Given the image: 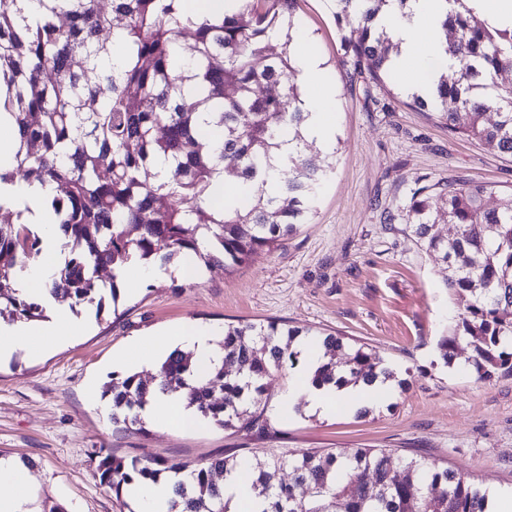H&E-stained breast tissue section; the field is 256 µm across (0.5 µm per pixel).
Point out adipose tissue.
<instances>
[{"label":"adipose tissue","mask_w":512,"mask_h":512,"mask_svg":"<svg viewBox=\"0 0 512 512\" xmlns=\"http://www.w3.org/2000/svg\"><path fill=\"white\" fill-rule=\"evenodd\" d=\"M449 9L446 0H410L406 13L390 11L379 19L380 25L399 45L400 53L394 61L396 70L405 76L409 89L423 96L431 92L436 80L435 68L444 58L442 23ZM295 59L298 77L306 90L302 108L310 114L308 133L317 142H328L331 130L325 113L331 91L323 78L322 62L304 47L299 49ZM42 234L50 252L27 268L21 286L25 294L45 304L51 299L46 283L56 269L52 255L58 245L56 225H43ZM55 314V320L46 324L0 325V357L17 352L35 355L63 339L71 329L69 311L61 306L56 308ZM216 336V331L208 326L181 324L169 330L166 339L139 340L123 362L137 369H152L179 348L194 353L197 375L202 378L217 360ZM303 350L304 362L288 384L287 402L302 398L320 414L332 415L340 409L356 412L369 408L391 396L392 387L387 380L342 387L313 384V371L322 358V351L311 341L304 342ZM143 416L145 420L177 429L191 428L199 422L198 416L186 408L182 400L166 393L157 394L145 407ZM36 495L37 486L31 472L13 458L0 457V512H33Z\"/></svg>","instance_id":"ef3b65f1"}]
</instances>
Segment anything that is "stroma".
<instances>
[{"label": "stroma", "instance_id": "35a3bbf8", "mask_svg": "<svg viewBox=\"0 0 512 512\" xmlns=\"http://www.w3.org/2000/svg\"><path fill=\"white\" fill-rule=\"evenodd\" d=\"M331 0H299L300 33L335 89L330 120L336 173L309 223L243 264L188 280L159 269L117 301L72 308L84 330L39 358L0 362V456L34 476L36 512H131L132 502L101 485L98 449L198 463L240 449L242 456L305 448H386L461 467L484 486L512 491V376L480 379L472 349L458 340L451 365L437 341L464 311L447 288L446 266L409 231L413 190L455 177L512 191V161L480 142L449 134L404 103L401 75L375 84L340 66ZM276 320L309 333L333 332L376 348L397 383L368 414L325 417L306 402L284 403L291 369L265 380L272 434L201 422L188 430L113 425L102 387L122 375L115 358L146 332L186 322L223 328Z\"/></svg>", "mask_w": 512, "mask_h": 512}]
</instances>
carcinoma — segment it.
<instances>
[{
	"instance_id": "carcinoma-1",
	"label": "carcinoma",
	"mask_w": 512,
	"mask_h": 512,
	"mask_svg": "<svg viewBox=\"0 0 512 512\" xmlns=\"http://www.w3.org/2000/svg\"><path fill=\"white\" fill-rule=\"evenodd\" d=\"M407 2L336 0L342 64L372 81L390 76L398 46L375 20ZM297 6L239 0L237 10L197 21L183 0H0V125L15 132L12 163L0 166V321L45 313L17 284L42 253V238L16 208L21 183L53 188L40 211L60 226L66 255L47 288L74 306L102 307L106 289L117 297L116 279L134 261L196 257L227 268L308 223L335 160L304 157L315 140L303 133L309 113L291 56ZM473 16L452 10L443 23L454 32L444 54L459 68L442 73L431 95L407 98L451 132L511 158L512 28L473 26ZM117 37L128 54L116 73L99 60ZM241 180L252 184L250 195L212 208L222 185ZM494 194L488 184L441 178L416 188L406 206L407 227L448 265L447 286L466 301L452 334L437 342L439 358L450 365L463 337L482 379L512 376V194L490 208L485 199ZM440 224L454 225L455 235L443 238ZM302 335L274 321L229 323L218 343L224 359L206 385L187 383L191 355L176 351L161 364V389L187 390L188 405L216 426L263 435V381L297 366ZM319 339L330 358L342 356L344 371L336 375L330 362L316 380L392 377L370 345L336 333ZM151 388L138 374L105 383L112 422L144 430ZM244 464L228 450L197 465L151 457L127 464L102 450L97 471L119 494L188 470L191 487L173 484L169 512H231L224 481ZM249 466L262 512H489L495 496L459 469L416 455L396 463L385 448H310Z\"/></svg>"
}]
</instances>
